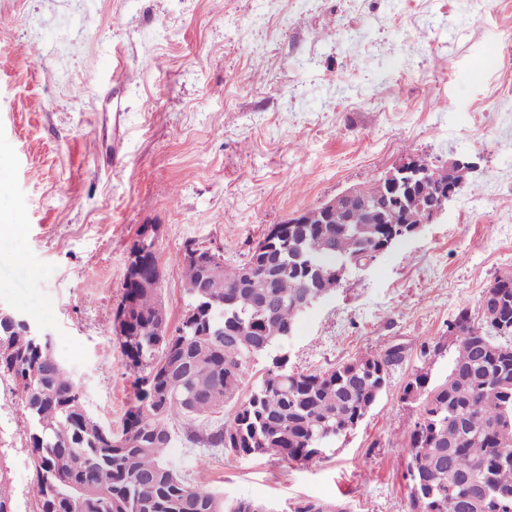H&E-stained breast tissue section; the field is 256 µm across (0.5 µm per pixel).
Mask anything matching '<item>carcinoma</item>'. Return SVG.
Instances as JSON below:
<instances>
[{
    "instance_id": "cac0c4a2",
    "label": "carcinoma",
    "mask_w": 512,
    "mask_h": 512,
    "mask_svg": "<svg viewBox=\"0 0 512 512\" xmlns=\"http://www.w3.org/2000/svg\"><path fill=\"white\" fill-rule=\"evenodd\" d=\"M348 224H270L264 246L235 265L212 270L182 262L186 305L175 332L159 294L156 252L142 256L113 310L125 366L136 392L122 432L103 427L58 361L50 338L34 343L0 317V379L20 392L29 426L34 512H268L228 501L182 476L168 457L174 418H197L233 403L230 420L192 439L249 458H320L357 428L387 385L403 351L359 357L305 373L275 348L295 328L301 307L341 284L338 263L373 259L397 224H369L363 210ZM493 308L476 322L466 311L448 323L457 347L446 380L417 372V418L407 432L409 512H512V275L497 280ZM271 360L240 396L251 360ZM0 457V512H17Z\"/></svg>"
}]
</instances>
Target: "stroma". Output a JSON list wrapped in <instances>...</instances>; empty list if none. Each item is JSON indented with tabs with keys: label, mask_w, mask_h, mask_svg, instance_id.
Here are the masks:
<instances>
[{
	"label": "stroma",
	"mask_w": 512,
	"mask_h": 512,
	"mask_svg": "<svg viewBox=\"0 0 512 512\" xmlns=\"http://www.w3.org/2000/svg\"><path fill=\"white\" fill-rule=\"evenodd\" d=\"M0 15L12 20L0 27V306L50 334L87 411L116 432L133 377L113 311L140 226L158 227L173 330L185 242L235 264L267 225L403 156L474 163L439 223L345 278L283 344L304 372L404 350L330 457L186 440L226 409L170 423L176 467L226 499L407 512L416 405L403 387L419 371L447 378L449 322L480 319L487 288L512 273V0H0ZM112 66L123 83L108 84ZM0 449L17 512H32L25 418L5 380Z\"/></svg>",
	"instance_id": "1"
}]
</instances>
